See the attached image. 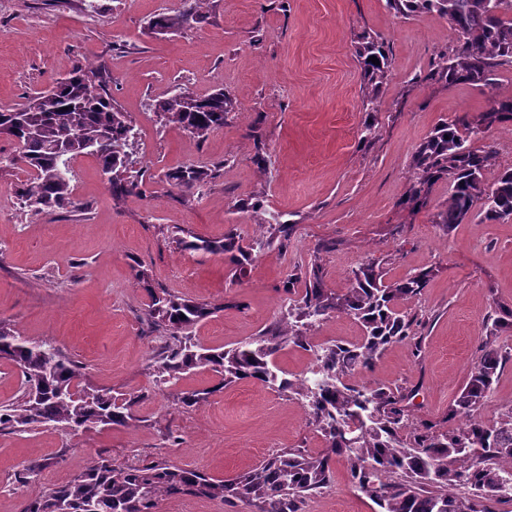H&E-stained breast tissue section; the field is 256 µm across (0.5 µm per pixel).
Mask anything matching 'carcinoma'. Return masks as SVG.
Instances as JSON below:
<instances>
[{
    "label": "carcinoma",
    "mask_w": 512,
    "mask_h": 512,
    "mask_svg": "<svg viewBox=\"0 0 512 512\" xmlns=\"http://www.w3.org/2000/svg\"><path fill=\"white\" fill-rule=\"evenodd\" d=\"M206 0H185L175 15L158 14L152 28L173 33L203 19ZM405 17L436 13L448 19L455 44L439 56L438 78L450 85L471 84L488 95L486 109L476 118L443 121L417 146L412 160L408 201L423 206L439 182L448 183L450 197L436 223L445 230L469 220L480 206L489 223L512 221V168L493 180L487 173L494 156L482 143L494 125L512 123V97L496 92V73L512 69V0H387ZM356 53L362 71V107L375 111L390 66L385 43L369 34L358 38ZM374 56L380 64L368 61ZM110 74L98 61L76 65L51 87L22 103L0 107V138L17 145L16 153L0 155V172L25 167L29 177L17 194L38 215L73 204V170L65 160L93 157L101 172L112 174V195L142 194L134 173L135 126L108 93ZM162 120L200 140L224 126L236 102L219 89L206 96L174 90L155 101ZM216 169L180 166L164 173V181L188 196L215 178ZM274 226L284 247L292 225L280 216L263 218ZM185 252L223 253L244 270L274 238L245 240L236 227L221 239H206L181 230ZM369 263L353 272L351 287L337 293L326 287L318 259L304 274L292 273L284 291L296 296L295 322L265 331L243 346L228 350L199 347L192 337L196 324L214 307L153 287L149 275L137 278L147 291V319L166 337L157 360L163 381L174 385L199 370L217 377L209 388L180 390L175 402L191 410L210 395L237 381L278 384L308 401L312 423L325 447L317 453L281 450L235 476L216 479L203 472L164 462L115 466L106 458L91 460L67 482L47 488L29 500L23 512H158L161 501L197 495L223 501H244L258 512H300L305 495L328 487L338 460L348 463L350 482L377 506L375 512H496L512 503V410L489 427L477 412L491 397L504 355L493 338L512 330V307L501 306L486 326L489 339L467 384L448 409V422L464 420L457 430L437 433L434 426L409 419L408 403L415 393L395 394L383 385H357L347 375L370 369L386 348L415 340L416 320L399 305L421 295L432 270H419L393 282ZM356 319L364 336L356 344L336 342L315 353L309 375L293 379L276 372L275 358L286 346L308 351L307 331L333 314ZM0 360L16 364L22 375L21 395L0 405V428L23 431L51 426L66 432L102 427H127L136 420L135 407L145 396L123 399L110 389L82 386V365L47 341L22 335L0 321Z\"/></svg>",
    "instance_id": "carcinoma-1"
}]
</instances>
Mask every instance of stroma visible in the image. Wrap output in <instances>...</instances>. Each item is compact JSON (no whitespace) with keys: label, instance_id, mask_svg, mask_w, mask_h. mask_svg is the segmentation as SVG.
<instances>
[{"label":"stroma","instance_id":"1","mask_svg":"<svg viewBox=\"0 0 512 512\" xmlns=\"http://www.w3.org/2000/svg\"><path fill=\"white\" fill-rule=\"evenodd\" d=\"M0 0V105L22 102L94 59L108 69L110 92L140 135L136 168L143 193L113 197L93 158L73 163L75 204L32 215L16 191L27 174L0 177V320L24 336L47 340L82 363L84 382L113 394L143 395L130 427L66 434L50 427L0 432V512H22L47 487L68 481L91 458L121 464L163 460L224 478L283 449L317 452L324 442L296 395L242 381L196 409L176 405V387L159 381L160 336L146 316L148 295L135 277L155 287L215 305L192 331L205 348L227 349L288 318L283 290L290 271L319 258L328 288L345 292L355 270L376 263L386 281L421 269L434 276L406 303L417 320L420 354L390 345L355 382L414 391L411 420L437 432L481 354L486 324L498 306H512V223L488 224L480 212L450 231L436 224L447 183L431 203L404 204L412 156L443 120L476 116L486 107L481 87L429 80L454 36L446 18H405L386 0H208L202 22L166 35L153 17L181 11L183 0ZM382 38L390 67L375 112L362 109L359 36ZM198 96L224 89L238 107L224 128L194 140L164 124L153 109L172 87ZM377 136L361 142L366 119ZM263 151L265 166L254 161ZM215 167L216 179L193 197L162 183L182 165ZM294 224L287 248L257 254L244 276L220 253H187L173 231L207 239L230 226L268 238L240 200ZM327 251H320V244ZM361 325L334 314L309 332L313 347L358 342ZM495 343L506 355L486 424L512 409V331ZM174 441H166V432ZM36 470L17 482V471ZM373 503L346 479L337 462L334 482L307 498L301 512H373Z\"/></svg>","mask_w":512,"mask_h":512}]
</instances>
